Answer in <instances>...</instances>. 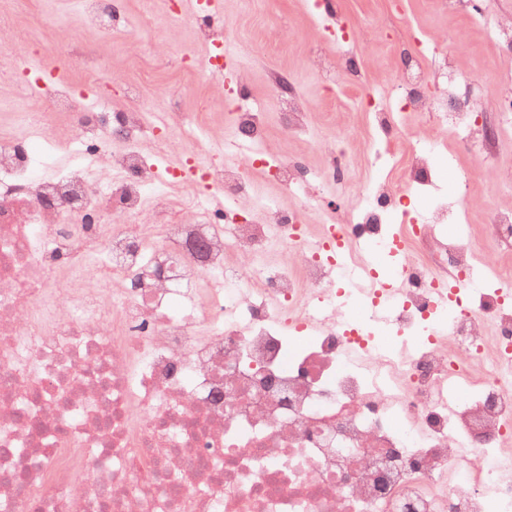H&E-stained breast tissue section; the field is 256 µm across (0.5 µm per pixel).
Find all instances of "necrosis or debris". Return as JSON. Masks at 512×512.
<instances>
[{
	"mask_svg": "<svg viewBox=\"0 0 512 512\" xmlns=\"http://www.w3.org/2000/svg\"><path fill=\"white\" fill-rule=\"evenodd\" d=\"M81 4L98 54L128 34L124 0ZM167 18L207 46L181 57L220 86L227 131L133 85L102 111L13 57L39 99L0 129V512H512V262L480 284L469 236L444 233L458 197L414 208L446 156L427 140L311 225L351 152L330 146L317 173L271 149L249 78L218 77L234 22L178 0ZM404 55L400 95L365 97L376 133L436 111L512 148L449 105V64L430 92L427 45ZM282 79L289 138L308 114ZM396 272L392 297L352 287Z\"/></svg>",
	"mask_w": 512,
	"mask_h": 512,
	"instance_id": "4bbe7bcc",
	"label": "necrosis or debris"
}]
</instances>
